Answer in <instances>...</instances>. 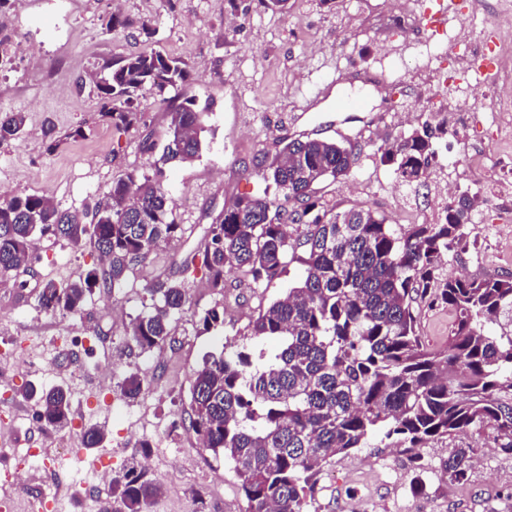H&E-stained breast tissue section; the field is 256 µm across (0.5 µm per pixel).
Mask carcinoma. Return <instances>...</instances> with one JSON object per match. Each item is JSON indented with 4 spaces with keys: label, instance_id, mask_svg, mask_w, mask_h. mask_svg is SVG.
Here are the masks:
<instances>
[{
    "label": "carcinoma",
    "instance_id": "cac0c4a2",
    "mask_svg": "<svg viewBox=\"0 0 512 512\" xmlns=\"http://www.w3.org/2000/svg\"><path fill=\"white\" fill-rule=\"evenodd\" d=\"M152 34L150 25L108 16L105 29ZM189 72L178 58L135 52L95 74L102 115L118 132L138 125L136 102L147 87L169 103L168 127L159 162H192L202 148L208 107L179 99ZM25 112L0 116V142L19 138ZM448 134L424 122L401 133L384 157L403 181L421 183L435 146ZM359 153L345 141L284 137L275 152L256 160L262 193L238 197L211 223L194 254L198 269L218 294L224 270L235 269L255 285L286 271V257L301 274L282 298L248 325L252 338L274 340L268 353L246 346L210 352L190 377L187 430L202 450L235 473L248 512H306L322 463L367 448L420 449L446 437L458 441L442 462L451 483L468 481L479 449L465 441L482 428L496 434L512 454V273L486 278L440 277L443 259L464 251L476 227L475 201L454 199L435 224H389L366 209L338 211L321 202L315 185L351 176ZM163 170L131 171L112 180L93 207L61 209L48 195L20 194L0 201V278L30 261L35 234L90 245L107 261L76 280L42 281L37 295L47 313L80 315L97 289L120 287L134 266L174 239L180 225L169 220L174 201ZM153 301L131 322L129 337L142 350L172 336V322L189 303L183 282L147 287ZM420 301L451 312V340L431 348L418 332ZM140 376L122 384L130 400L142 391ZM24 397L39 405L46 428L71 423V403L62 387ZM158 494L147 474L128 468L112 478V501L104 512H149Z\"/></svg>",
    "mask_w": 512,
    "mask_h": 512
}]
</instances>
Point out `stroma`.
<instances>
[{
  "label": "stroma",
  "instance_id": "stroma-1",
  "mask_svg": "<svg viewBox=\"0 0 512 512\" xmlns=\"http://www.w3.org/2000/svg\"><path fill=\"white\" fill-rule=\"evenodd\" d=\"M50 17L42 26L32 16L30 0H16L0 15V31L8 35L11 66L0 69V115L29 116L22 137L0 143V201L14 195L48 194L65 209L81 210L102 197L113 179L132 171H148L157 158L145 152L142 139H162L167 105L151 90L138 96L141 126L124 133L112 130L102 117L92 83L77 87L78 78L132 52L156 51L180 58L190 72L185 96L211 103L208 130L199 158L165 165V184L174 199L172 217L182 232L158 247L149 260L135 266L111 295H94L84 314H48L36 296L43 279H78L101 261L91 247L77 248L52 236L36 238L28 266L0 280V430L13 432L25 444L33 437L30 421L38 414L23 399L28 386L68 390L72 420L97 426L112 450L109 473L145 466L162 489L151 512H246L247 501L223 460L204 453L182 421L189 410V381L209 352L245 343L252 319L282 297L297 280L298 263L285 274L255 286L239 272L224 275V292L208 288L198 272L184 271L191 254L224 206L241 195L262 192L264 183L255 157L274 151L284 136L316 133L348 138L359 145L360 159L345 181H325L318 193L342 208H369L390 223L409 224L414 214L436 223L448 202V167L464 170L463 183L482 176L479 159L488 150L512 156V136L498 137L485 118L493 104L489 90H480L465 127L449 126L448 137L464 142L457 155L439 152L425 184L409 188L382 155L404 127L448 118L456 100L450 85L437 81L439 69L455 66L450 51L432 60L419 31L401 30L385 0H365L355 10L351 0H291L288 13L263 11L258 0H41ZM120 13L147 21L153 35L129 30L106 31L103 18ZM372 67L384 84L348 83L349 92L365 99L379 115L386 99L409 117L407 126L378 120L366 127L346 121L336 109L332 81L338 72ZM321 89L318 110L304 113L303 98ZM434 95L437 105L425 108L421 98ZM54 123L66 141L48 151L43 135ZM84 136L73 137L76 128ZM474 250L449 259L444 273L486 278L512 272V219L484 210ZM184 281L189 302L176 315L172 341L143 351L128 339L132 320L151 306L150 284ZM224 311L221 326L204 329L205 310ZM91 338L90 352L76 355L66 332ZM40 358L35 371L16 370L22 337ZM111 376L97 372L101 362ZM137 374L143 389L136 400L125 398L121 384ZM481 455L466 484L448 481L440 469L454 440L434 439L422 450L434 485L429 493L411 496V454L404 448H361L336 457L317 475V489L308 512H512V455L500 451L492 430L469 434Z\"/></svg>",
  "mask_w": 512,
  "mask_h": 512
}]
</instances>
